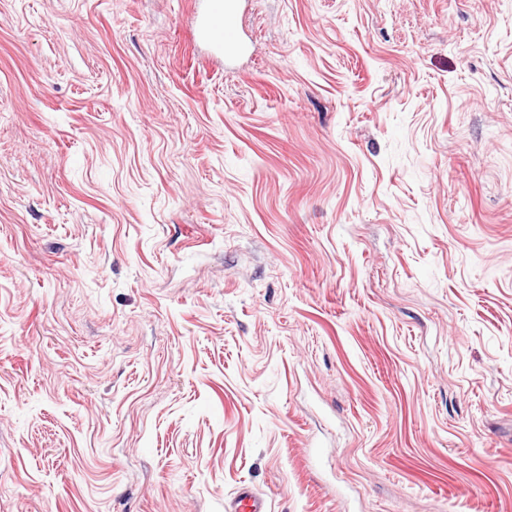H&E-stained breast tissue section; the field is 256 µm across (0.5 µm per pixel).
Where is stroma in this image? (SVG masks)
<instances>
[{"instance_id": "obj_1", "label": "stroma", "mask_w": 512, "mask_h": 512, "mask_svg": "<svg viewBox=\"0 0 512 512\" xmlns=\"http://www.w3.org/2000/svg\"><path fill=\"white\" fill-rule=\"evenodd\" d=\"M0 0V512H512V0ZM237 0H205L202 12H195L198 33L217 57L231 59L241 55L244 44L237 25ZM225 510L226 512H269L266 500L246 486L240 489L234 504Z\"/></svg>"}]
</instances>
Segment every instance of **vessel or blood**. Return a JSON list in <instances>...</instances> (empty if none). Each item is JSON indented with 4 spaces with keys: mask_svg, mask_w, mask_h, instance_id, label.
<instances>
[{
    "mask_svg": "<svg viewBox=\"0 0 512 512\" xmlns=\"http://www.w3.org/2000/svg\"><path fill=\"white\" fill-rule=\"evenodd\" d=\"M198 33L217 57L231 59L241 55L244 44L237 25L236 0H204L196 16ZM226 512H268L264 498L249 488H241L234 504Z\"/></svg>",
    "mask_w": 512,
    "mask_h": 512,
    "instance_id": "vessel-or-blood-1",
    "label": "vessel or blood"
}]
</instances>
